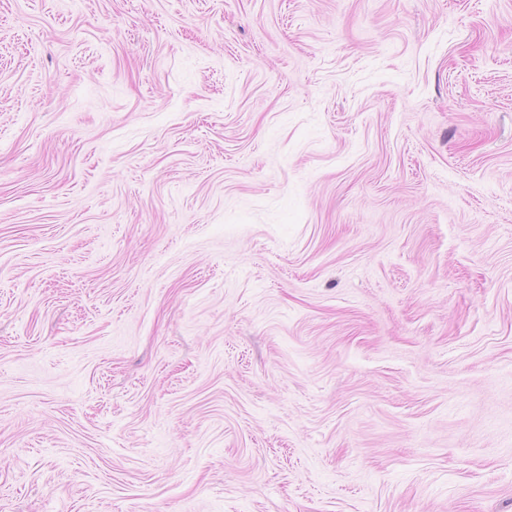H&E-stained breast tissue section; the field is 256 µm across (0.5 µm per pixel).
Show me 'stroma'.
I'll use <instances>...</instances> for the list:
<instances>
[{"label": "stroma", "mask_w": 512, "mask_h": 512, "mask_svg": "<svg viewBox=\"0 0 512 512\" xmlns=\"http://www.w3.org/2000/svg\"><path fill=\"white\" fill-rule=\"evenodd\" d=\"M0 512H512V0H0Z\"/></svg>", "instance_id": "1"}]
</instances>
